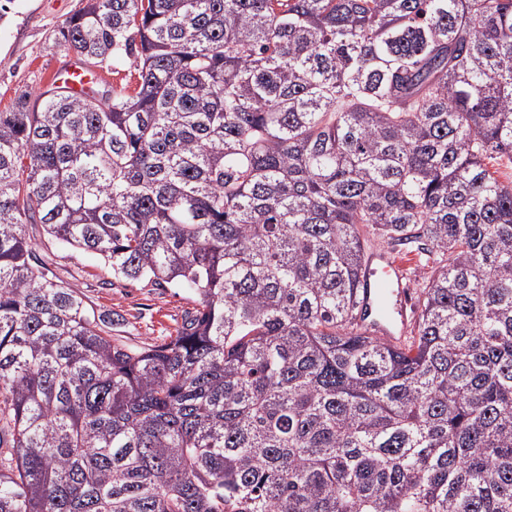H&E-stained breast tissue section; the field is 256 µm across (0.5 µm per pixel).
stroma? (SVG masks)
<instances>
[{"instance_id": "obj_1", "label": "stroma", "mask_w": 512, "mask_h": 512, "mask_svg": "<svg viewBox=\"0 0 512 512\" xmlns=\"http://www.w3.org/2000/svg\"><path fill=\"white\" fill-rule=\"evenodd\" d=\"M84 0H12L0 23V112L12 109L22 95L48 89L56 74L74 60L73 51L57 45L63 23ZM28 233L35 256L54 280L77 288L94 310L121 314L125 343L137 345L174 334L194 295L180 288L113 278L96 256L62 245L32 224Z\"/></svg>"}]
</instances>
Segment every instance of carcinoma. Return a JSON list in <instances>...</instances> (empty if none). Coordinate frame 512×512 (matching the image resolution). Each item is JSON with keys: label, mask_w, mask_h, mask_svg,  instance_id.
<instances>
[{"label": "carcinoma", "mask_w": 512, "mask_h": 512, "mask_svg": "<svg viewBox=\"0 0 512 512\" xmlns=\"http://www.w3.org/2000/svg\"><path fill=\"white\" fill-rule=\"evenodd\" d=\"M134 83L0 112V512H512V0H85ZM186 288L175 335L35 262ZM434 264L355 329L366 236Z\"/></svg>", "instance_id": "1"}]
</instances>
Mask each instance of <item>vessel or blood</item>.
Here are the masks:
<instances>
[{
  "instance_id": "b4317fda",
  "label": "vessel or blood",
  "mask_w": 512,
  "mask_h": 512,
  "mask_svg": "<svg viewBox=\"0 0 512 512\" xmlns=\"http://www.w3.org/2000/svg\"><path fill=\"white\" fill-rule=\"evenodd\" d=\"M362 283L360 328L402 345L412 307L406 266L386 253L372 255L364 267Z\"/></svg>"
}]
</instances>
